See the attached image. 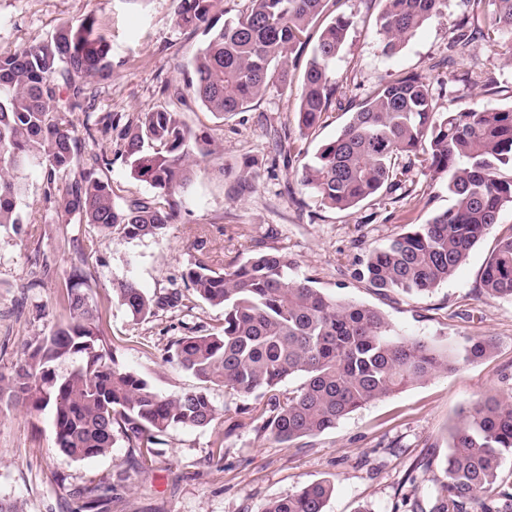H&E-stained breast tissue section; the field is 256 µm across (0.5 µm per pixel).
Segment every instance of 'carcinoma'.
Here are the masks:
<instances>
[{"label": "carcinoma", "mask_w": 512, "mask_h": 512, "mask_svg": "<svg viewBox=\"0 0 512 512\" xmlns=\"http://www.w3.org/2000/svg\"><path fill=\"white\" fill-rule=\"evenodd\" d=\"M179 25L204 40L188 61L189 76L173 95L193 96L222 118L247 109L274 84L289 81V59L313 45L299 79V135L316 127L339 88L331 66L354 21L335 15L340 0H249L245 12L220 20L223 0H175ZM479 26L464 18L453 26L451 56L465 58L475 34L487 32L489 47L512 56V0H468ZM383 52H399L446 0H382ZM316 42H311L313 34ZM112 76L110 45L86 16L64 23L21 51L0 54V229L26 223L24 176L44 174L45 193L63 218L76 216L104 237H155L181 218L180 192L196 173L198 157L212 153L205 132H196L165 107L130 115L108 112L87 137L117 133L120 156L147 182L152 196L120 201L99 173L96 157L80 162L79 137L67 114L92 107L91 79ZM275 150L304 154L287 127L274 132ZM422 158L447 179L454 204L426 223L371 250L353 277L381 293L424 294L448 282L475 244L512 205V106L475 105L438 111L427 75L407 72L373 87L346 125L302 164L299 184L319 205L349 210L380 191L414 195L405 184L402 159ZM79 168L61 186L57 175ZM185 273L186 287L201 302L224 309L212 332L173 343L171 360L199 386L177 397L157 392L142 374L121 365L98 326L87 272L90 252L71 257L61 303L69 320L25 348L24 360L0 373V407L21 405L30 413L53 411L55 445L73 460L112 454L118 440L144 470L168 432L206 427L219 410L211 386L242 398L269 396L262 420L275 439L288 443L315 437L356 409L452 372L489 355L494 344L475 338L463 351L432 340L402 336L379 310L325 294L311 277H291L294 262L278 250L256 251L222 268L202 237ZM489 299H512V234L501 238L480 274ZM113 300L134 320L164 307L183 305V294L147 296L131 278L117 281ZM77 366L65 377L55 364ZM300 386L282 390L289 380ZM512 456V398L489 395L464 415L450 434L441 462L444 480L428 501L414 498L411 512H512V484L500 479L501 460ZM332 493L327 482L310 484L269 501L262 512H324ZM80 512L108 506L100 487H80Z\"/></svg>", "instance_id": "obj_1"}]
</instances>
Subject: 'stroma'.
Segmentation results:
<instances>
[{"instance_id": "obj_1", "label": "stroma", "mask_w": 512, "mask_h": 512, "mask_svg": "<svg viewBox=\"0 0 512 512\" xmlns=\"http://www.w3.org/2000/svg\"><path fill=\"white\" fill-rule=\"evenodd\" d=\"M174 0H0V53H14L49 35L64 22L95 15L111 47L112 76L93 87L94 114L147 112L165 106L182 113L194 128L207 130L217 149L201 162L182 195L183 221L159 236L128 239L100 236L93 226L62 223L45 197L42 175L29 172L22 208L30 233L0 230V372L9 373L30 340L66 321L60 303L74 245L92 246L89 271L99 305V327L126 368L143 373L157 391L177 396L196 378L169 360L171 344L221 326L224 311L201 301L191 308L157 310L132 321L112 300L114 283L134 278L151 297L185 288L184 273L194 237L207 241L218 264L253 250H279L295 262L298 277L315 278L328 295L381 311L400 333L460 349L468 337L492 338L483 359L450 374L410 386L371 402L310 439L281 443L243 414L242 398L214 386L209 395L220 411L204 428H175L148 472H137L116 446L111 456L73 460L55 446L51 410L33 416L20 406L0 411V501L17 512H75L74 488L108 485L109 512H261L275 498L328 480L333 485L325 512H406V494L425 497L435 490L449 434L462 412L489 394L512 396V300L488 299L480 273L499 238L512 234V208L471 250L457 273L433 292L405 296L377 293L353 279L369 251L387 244L407 225L423 224L454 199L445 177L413 161L406 175L416 198L400 202L381 195L347 211L322 208L298 189L295 166L274 151V128L295 126V87L273 86L248 111L222 118L200 103L181 104L163 95L164 84L181 83L182 66L201 46V33L176 21ZM380 0H343L354 16L346 45L333 67L345 92L303 139L316 150L333 139L366 93L408 71L426 73L440 111L457 112L481 103L512 105V60L489 51L475 38L468 57L448 68L435 63L448 54L453 24L466 11L464 0H448L394 55L383 52L377 22ZM480 67L490 84L468 86L462 74ZM83 156L106 161L100 174L120 199L152 195L124 158L114 135L83 139ZM252 172L255 188L238 196L224 167ZM295 194H287V186ZM220 460H213L216 438Z\"/></svg>"}]
</instances>
